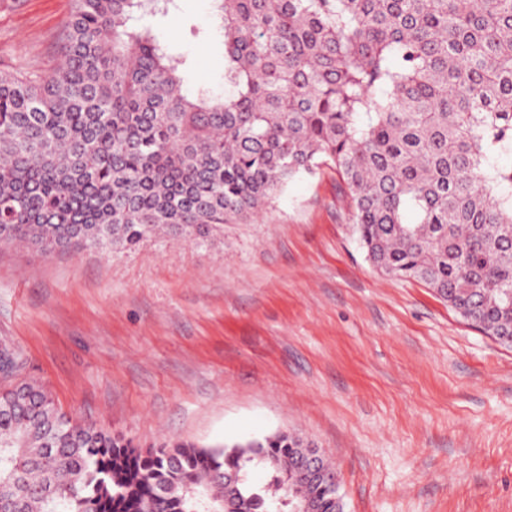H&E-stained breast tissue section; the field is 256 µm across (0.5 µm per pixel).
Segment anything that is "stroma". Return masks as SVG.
<instances>
[{
	"label": "stroma",
	"mask_w": 512,
	"mask_h": 512,
	"mask_svg": "<svg viewBox=\"0 0 512 512\" xmlns=\"http://www.w3.org/2000/svg\"><path fill=\"white\" fill-rule=\"evenodd\" d=\"M72 0H0V69L48 72ZM210 0L155 32L186 86L224 88ZM335 169L290 180L209 245L45 255L0 245V348L76 422L141 449L288 432L344 512H512V348L377 271Z\"/></svg>",
	"instance_id": "obj_1"
}]
</instances>
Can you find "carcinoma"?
<instances>
[{"label": "carcinoma", "mask_w": 512, "mask_h": 512, "mask_svg": "<svg viewBox=\"0 0 512 512\" xmlns=\"http://www.w3.org/2000/svg\"><path fill=\"white\" fill-rule=\"evenodd\" d=\"M174 2L74 0L49 73L0 70V244L204 245L331 164L371 264L511 347L512 0H212L224 93L194 97L185 60L130 25ZM302 447L143 452L24 380L0 392V512H271Z\"/></svg>", "instance_id": "obj_1"}]
</instances>
